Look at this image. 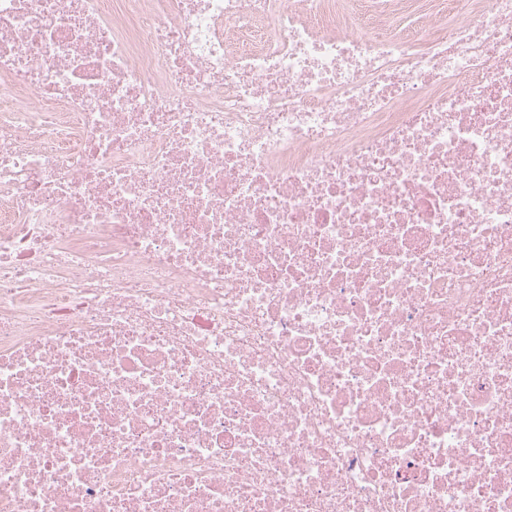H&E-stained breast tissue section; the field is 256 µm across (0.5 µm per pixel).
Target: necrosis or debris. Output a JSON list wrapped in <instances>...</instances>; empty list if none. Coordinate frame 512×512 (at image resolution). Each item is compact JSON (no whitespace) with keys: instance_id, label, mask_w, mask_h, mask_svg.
<instances>
[{"instance_id":"4bbe7bcc","label":"necrosis or debris","mask_w":512,"mask_h":512,"mask_svg":"<svg viewBox=\"0 0 512 512\" xmlns=\"http://www.w3.org/2000/svg\"><path fill=\"white\" fill-rule=\"evenodd\" d=\"M0 512H512V0H0Z\"/></svg>"}]
</instances>
